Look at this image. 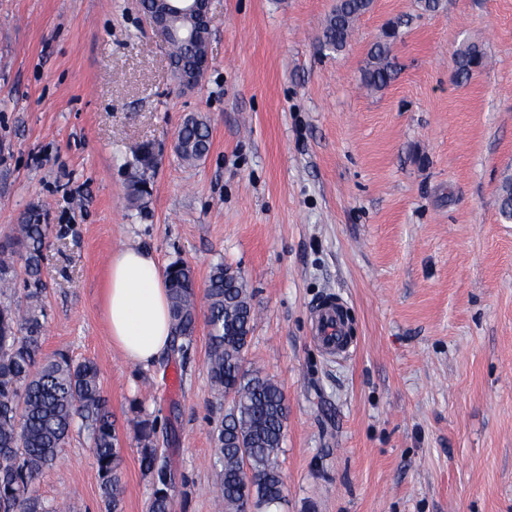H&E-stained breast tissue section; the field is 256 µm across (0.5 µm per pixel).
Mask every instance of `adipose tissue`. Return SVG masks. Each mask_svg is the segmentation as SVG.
I'll return each mask as SVG.
<instances>
[{"mask_svg": "<svg viewBox=\"0 0 512 512\" xmlns=\"http://www.w3.org/2000/svg\"><path fill=\"white\" fill-rule=\"evenodd\" d=\"M102 305L112 347L129 364L147 370L167 356L172 342L168 282L151 250L113 254Z\"/></svg>", "mask_w": 512, "mask_h": 512, "instance_id": "1", "label": "adipose tissue"}]
</instances>
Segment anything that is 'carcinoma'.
I'll use <instances>...</instances> for the list:
<instances>
[{
    "label": "carcinoma",
    "mask_w": 512,
    "mask_h": 512,
    "mask_svg": "<svg viewBox=\"0 0 512 512\" xmlns=\"http://www.w3.org/2000/svg\"><path fill=\"white\" fill-rule=\"evenodd\" d=\"M373 0H336L319 46L340 52L356 22ZM390 30L377 40L362 69L366 87L380 90L397 72ZM194 44L169 43V57L193 65ZM485 64L476 44L454 59V77L469 79ZM178 152L186 163L202 160L211 148V130L201 116L186 117L177 131ZM48 239L47 212L29 207L15 231L0 239V294L15 287V257L24 260L28 302L21 309L0 302V512H73L65 502L42 504L36 485L42 472L62 455L74 427L87 431L100 478L105 512H121L124 486L121 449L112 411L103 395L97 364L73 360L58 351L43 353L45 312L42 296L43 249ZM173 332L172 355L187 358L198 323L196 283L190 267H167ZM208 328L206 369L212 390L230 398L224 420L214 433L217 446L216 512H271L285 501L280 455L288 420L285 394L272 377L247 365L254 330L252 295L243 279L219 264L205 288ZM157 419L137 423L140 464L150 484L146 512H172L177 478L170 459L157 448Z\"/></svg>",
    "instance_id": "carcinoma-1"
}]
</instances>
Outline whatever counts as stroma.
<instances>
[{
	"mask_svg": "<svg viewBox=\"0 0 512 512\" xmlns=\"http://www.w3.org/2000/svg\"><path fill=\"white\" fill-rule=\"evenodd\" d=\"M336 0H210L209 62L182 90L136 0H0V236L47 206L45 353L94 359L123 450V512H145L139 420L184 479L174 512H213V432L227 402L188 361L135 368L107 336L113 252L213 267L252 294L247 358L282 386L279 512H512V0H373L340 52L318 38ZM399 35V71L361 83L373 42ZM487 65L454 83L453 60ZM191 113L212 145L175 151ZM147 192L129 205L133 184ZM342 299L343 356L313 337ZM87 431L36 490L101 512ZM485 64V53L476 44H469L460 50L454 59V77L458 82L467 81L475 69Z\"/></svg>",
	"mask_w": 512,
	"mask_h": 512,
	"instance_id": "35a3bbf8",
	"label": "stroma"
}]
</instances>
